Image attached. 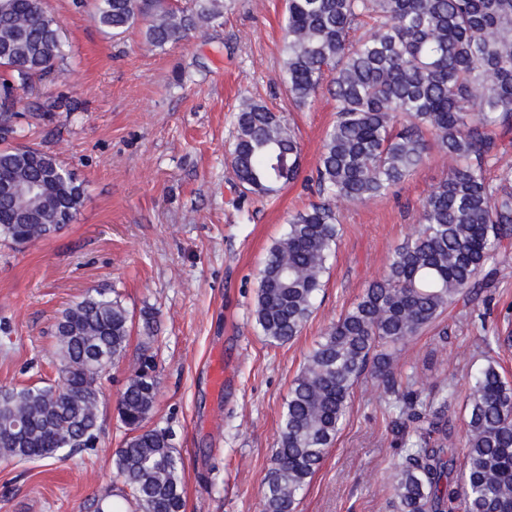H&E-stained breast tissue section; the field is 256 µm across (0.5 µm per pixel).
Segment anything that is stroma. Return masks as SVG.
<instances>
[{
    "label": "stroma",
    "mask_w": 512,
    "mask_h": 512,
    "mask_svg": "<svg viewBox=\"0 0 512 512\" xmlns=\"http://www.w3.org/2000/svg\"><path fill=\"white\" fill-rule=\"evenodd\" d=\"M61 34L60 75L20 92L25 143L64 160L86 187L76 220L24 247L0 243V387L57 377L53 324L98 289L119 296L134 328L104 381V430L95 448L36 463L0 459V512H94L117 488L114 453L129 433L116 411L142 350L156 362L159 394L149 426L169 430L183 463L185 512H263L267 475L290 387L326 328L379 280L409 236L431 187L451 165L431 152L387 196L341 203V237L316 309L299 336L269 342L255 323L258 274L290 214L317 202L311 182L336 119L327 93L297 107L283 81L286 0H231L222 18L179 44L156 48L144 22L115 36L73 0H44ZM63 107L33 118L36 103ZM284 116L302 146L298 180L269 201L242 194L230 165L243 98ZM474 311L444 318L405 354L417 387L447 378L460 393L487 362L512 381V253L491 265ZM155 317L144 335V312ZM441 327V328H442ZM222 365L215 385L214 365ZM376 382L354 388L342 428L297 512H386L391 467L401 456Z\"/></svg>",
    "instance_id": "obj_1"
}]
</instances>
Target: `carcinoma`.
I'll return each instance as SVG.
<instances>
[{
  "instance_id": "cac0c4a2",
  "label": "carcinoma",
  "mask_w": 512,
  "mask_h": 512,
  "mask_svg": "<svg viewBox=\"0 0 512 512\" xmlns=\"http://www.w3.org/2000/svg\"><path fill=\"white\" fill-rule=\"evenodd\" d=\"M93 17L121 34L147 21L150 45L183 41L224 14L225 0H92ZM284 73L298 107L327 88L336 121L321 147L322 201L291 215L259 273L254 319L286 343L314 312L336 246L338 202L387 195L431 150L455 166L421 204L417 229L387 271L326 329L295 376L264 512H295L332 447L354 386H382L396 447L388 512H512V382L493 362L469 380L456 428L454 388H415L399 357L408 342L458 304L473 306L488 265L512 238V0H287ZM59 26L41 0H0V240L47 239L72 223L85 188L57 156L12 142L14 92L56 71ZM230 164L243 193L270 199L301 173V147L282 116L254 100L236 113ZM37 185L38 194L27 188ZM132 320L104 292L71 304L54 324L59 381L0 389V458L33 461L96 447L101 378L123 357ZM158 383L144 353L121 392L130 437L114 465L135 512H184L181 460L164 429L146 426Z\"/></svg>"
}]
</instances>
